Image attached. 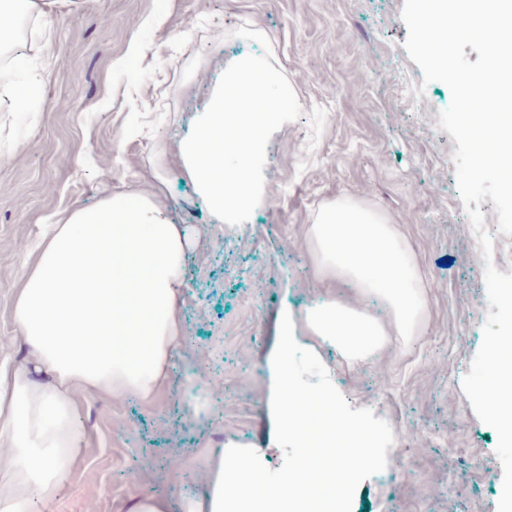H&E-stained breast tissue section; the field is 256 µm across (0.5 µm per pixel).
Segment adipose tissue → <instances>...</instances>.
<instances>
[{"mask_svg":"<svg viewBox=\"0 0 512 512\" xmlns=\"http://www.w3.org/2000/svg\"><path fill=\"white\" fill-rule=\"evenodd\" d=\"M45 0H0V45L15 20H39ZM317 272L327 285L343 283L381 294L398 326L411 332L422 301L416 266L389 225L358 206H326L312 226ZM187 227L175 224L156 194H108L46 225L29 252L12 299L19 338L30 347L29 369L0 364V512H36L50 502L83 455L86 438L76 416V393L114 399L161 397L181 339L178 305L187 288ZM310 335L337 342L357 362L382 344L383 327L368 312L331 295L305 313ZM244 456L216 454L203 498L175 493L130 498L125 512H287L332 497L300 463H290L274 491L250 499L246 482L257 470Z\"/></svg>","mask_w":512,"mask_h":512,"instance_id":"obj_1","label":"adipose tissue"}]
</instances>
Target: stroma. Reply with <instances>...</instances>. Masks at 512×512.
Returning <instances> with one entry per match:
<instances>
[{
    "instance_id": "35a3bbf8",
    "label": "stroma",
    "mask_w": 512,
    "mask_h": 512,
    "mask_svg": "<svg viewBox=\"0 0 512 512\" xmlns=\"http://www.w3.org/2000/svg\"><path fill=\"white\" fill-rule=\"evenodd\" d=\"M404 0H58L56 51L20 39L0 65L14 96L37 88L33 108H0V359L32 358L17 338L13 290L28 250L59 213L97 204L103 188L158 191L189 227L182 338L166 392L152 406L83 397L82 460L40 512H120L134 496H203L215 449H254L270 469L284 453L266 403L269 363L284 312L302 347L304 319L324 294L310 227L348 200L392 225L414 261L425 307L412 335L389 308L336 286L375 315L385 346L355 364L331 344L319 359L352 408L392 427L390 476L357 487L351 512H496L502 467L496 431L480 422L461 382L482 342L488 310L481 248L439 129L447 85L424 82L403 43ZM250 25L268 45L236 36ZM147 48L129 53L131 43ZM271 48L303 110L266 149L262 204L247 222L218 225L190 179L162 158L191 133L224 68ZM418 89L410 98L407 88ZM149 128L123 155L114 144L136 114ZM448 266H440V259ZM206 402L185 405L187 388Z\"/></svg>"
}]
</instances>
